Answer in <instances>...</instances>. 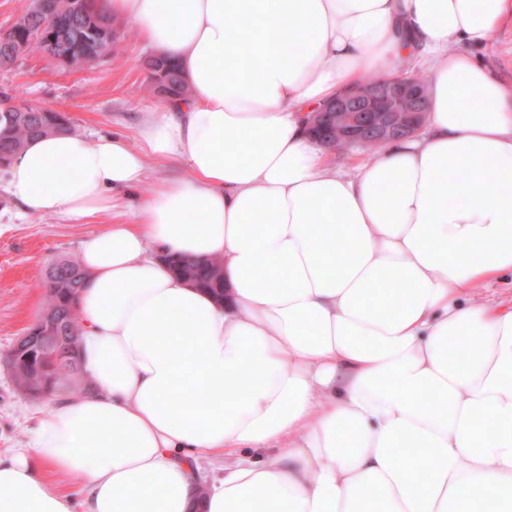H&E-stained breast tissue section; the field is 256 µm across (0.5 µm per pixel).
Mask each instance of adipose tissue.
<instances>
[{
    "label": "adipose tissue",
    "mask_w": 512,
    "mask_h": 512,
    "mask_svg": "<svg viewBox=\"0 0 512 512\" xmlns=\"http://www.w3.org/2000/svg\"><path fill=\"white\" fill-rule=\"evenodd\" d=\"M95 7L190 95L142 150L52 134L10 164L23 214L105 224L79 250L93 388L0 454V512H512V302L472 298L512 274V86L471 53L512 0ZM418 58L426 134L337 170L308 112ZM150 156L185 174L140 196ZM168 254L223 259V303ZM164 61L167 64V69L162 76V80L168 84L167 88L174 97L184 99L189 93V88L179 67L167 57H164Z\"/></svg>",
    "instance_id": "adipose-tissue-1"
}]
</instances>
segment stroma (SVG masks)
Listing matches in <instances>:
<instances>
[{
    "label": "stroma",
    "mask_w": 512,
    "mask_h": 512,
    "mask_svg": "<svg viewBox=\"0 0 512 512\" xmlns=\"http://www.w3.org/2000/svg\"><path fill=\"white\" fill-rule=\"evenodd\" d=\"M112 54L71 69L38 51L0 66V87L15 90L31 104L67 113L76 133L91 138L118 135L130 149H142L140 131L160 104L143 89L147 53L137 29L114 20ZM478 57L503 83L512 85V21ZM19 204L0 187V449L21 448L41 403L22 397L3 357L39 314L45 271L60 256H78L79 246L99 223L74 224L52 215L21 216Z\"/></svg>",
    "instance_id": "1"
}]
</instances>
